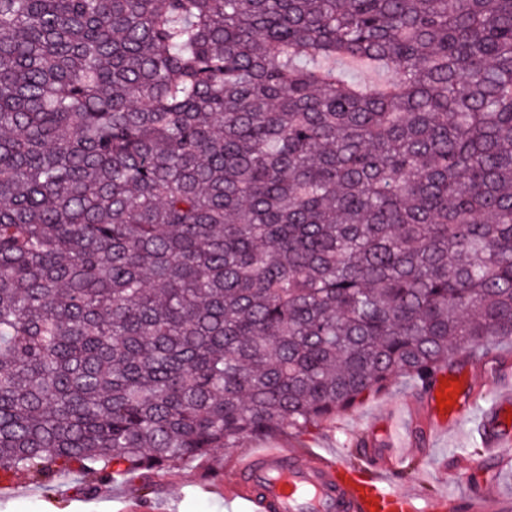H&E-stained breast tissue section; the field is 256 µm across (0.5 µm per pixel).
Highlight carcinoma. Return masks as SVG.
I'll return each instance as SVG.
<instances>
[{
    "label": "carcinoma",
    "mask_w": 512,
    "mask_h": 512,
    "mask_svg": "<svg viewBox=\"0 0 512 512\" xmlns=\"http://www.w3.org/2000/svg\"><path fill=\"white\" fill-rule=\"evenodd\" d=\"M505 336L512 0H0V482L185 467ZM338 67L350 73L359 82L367 84L382 83L388 78L386 74H380L376 71H371L365 65L361 66L357 62L350 60H343L336 64Z\"/></svg>",
    "instance_id": "1"
}]
</instances>
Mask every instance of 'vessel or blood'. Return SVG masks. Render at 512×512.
Wrapping results in <instances>:
<instances>
[{
  "label": "vessel or blood",
  "mask_w": 512,
  "mask_h": 512,
  "mask_svg": "<svg viewBox=\"0 0 512 512\" xmlns=\"http://www.w3.org/2000/svg\"><path fill=\"white\" fill-rule=\"evenodd\" d=\"M452 396L439 407L436 396ZM489 397L478 432L483 457L504 468L512 465V371L496 363L483 373L458 375L438 370L432 384L409 410L419 415L429 433L471 420L478 395ZM379 455L350 465L319 453L299 454L290 448H265L240 456L233 499L240 512H445L443 497H423L402 490L394 474L403 451L383 433ZM465 512H512V498L489 485L464 504Z\"/></svg>",
  "instance_id": "obj_1"
}]
</instances>
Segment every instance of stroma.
Instances as JSON below:
<instances>
[{"mask_svg":"<svg viewBox=\"0 0 512 512\" xmlns=\"http://www.w3.org/2000/svg\"><path fill=\"white\" fill-rule=\"evenodd\" d=\"M416 392L412 379L396 378L385 392L338 414L332 423L298 434L295 445L346 462L355 460V442L368 441L370 428L382 427L386 410L399 408ZM477 436L471 422L450 428L441 436L428 434L421 426L414 428L415 443L406 456L417 465L400 475V487L425 497L444 493L462 497L481 490L488 479L486 470L472 473L466 482L454 477L456 471L466 470L470 464L465 450ZM238 456L235 450L219 451L187 467L133 478L126 485L99 481L91 497L79 492L89 483L84 477H63L45 487L21 474L10 497L0 498V512H119L127 505L132 512H232L229 491Z\"/></svg>","mask_w":512,"mask_h":512,"instance_id":"1","label":"stroma"}]
</instances>
